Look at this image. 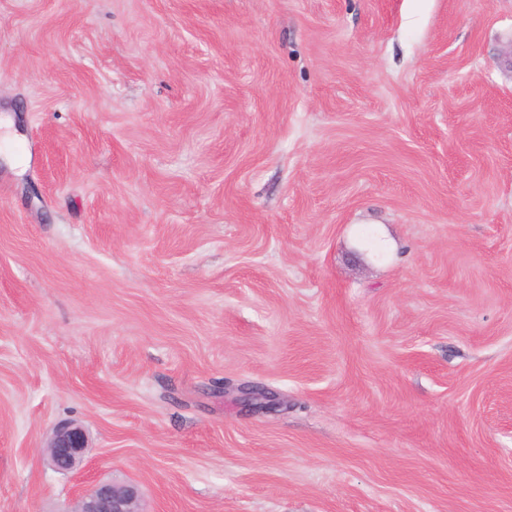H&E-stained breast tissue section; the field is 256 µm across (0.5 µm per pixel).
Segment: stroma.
Wrapping results in <instances>:
<instances>
[{
  "instance_id": "35a3bbf8",
  "label": "stroma",
  "mask_w": 512,
  "mask_h": 512,
  "mask_svg": "<svg viewBox=\"0 0 512 512\" xmlns=\"http://www.w3.org/2000/svg\"><path fill=\"white\" fill-rule=\"evenodd\" d=\"M96 480L512 512V0H0V512ZM87 436L84 429L75 425H63L56 429L46 446L48 465L59 473H71L82 464L87 452Z\"/></svg>"
}]
</instances>
